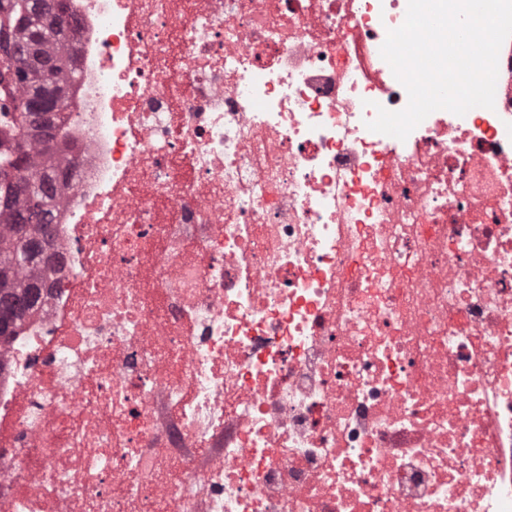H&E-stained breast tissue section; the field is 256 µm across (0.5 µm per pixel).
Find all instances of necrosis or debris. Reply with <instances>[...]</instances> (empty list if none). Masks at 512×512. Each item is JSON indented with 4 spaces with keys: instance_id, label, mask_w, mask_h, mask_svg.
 <instances>
[{
    "instance_id": "obj_1",
    "label": "necrosis or debris",
    "mask_w": 512,
    "mask_h": 512,
    "mask_svg": "<svg viewBox=\"0 0 512 512\" xmlns=\"http://www.w3.org/2000/svg\"><path fill=\"white\" fill-rule=\"evenodd\" d=\"M407 5L70 0L0 512H512V38L376 133Z\"/></svg>"
}]
</instances>
